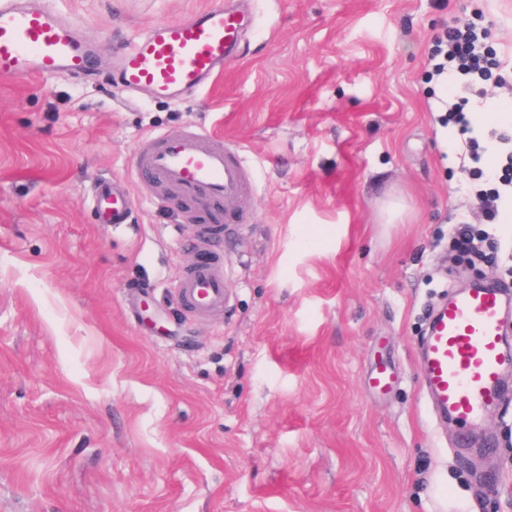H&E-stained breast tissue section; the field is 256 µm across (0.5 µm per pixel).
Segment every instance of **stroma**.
Segmentation results:
<instances>
[{"label":"stroma","instance_id":"stroma-1","mask_svg":"<svg viewBox=\"0 0 512 512\" xmlns=\"http://www.w3.org/2000/svg\"><path fill=\"white\" fill-rule=\"evenodd\" d=\"M51 2L96 76L0 78V512H512V392L471 431L422 375L436 304L512 284L476 195L495 156L463 169L429 53L474 21L512 71V0H250L239 56L177 102L115 84V48L215 0ZM192 125L255 174L250 223L205 246L134 168ZM102 179L127 224L93 210ZM463 219L492 251L472 270ZM208 253L230 303L194 319L174 285ZM91 202L104 224H127L131 201L117 181L102 180L91 190Z\"/></svg>","mask_w":512,"mask_h":512}]
</instances>
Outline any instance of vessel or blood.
<instances>
[{
  "instance_id": "vessel-or-blood-1",
  "label": "vessel or blood",
  "mask_w": 512,
  "mask_h": 512,
  "mask_svg": "<svg viewBox=\"0 0 512 512\" xmlns=\"http://www.w3.org/2000/svg\"><path fill=\"white\" fill-rule=\"evenodd\" d=\"M247 31L245 16L231 0L196 12L184 21H156L118 51L114 80L132 93L177 101L209 86L239 52ZM93 49L76 38L49 0H0V77L30 78L66 74L85 79L92 72ZM139 175L170 190L223 210L220 224H201L196 239L222 236L226 227L249 223L246 195L251 168L233 145L216 144L207 129L159 133L136 155ZM91 202L105 224L126 223L131 201L122 185L102 180ZM227 265L204 256L186 269L177 284L186 308L196 316L224 308ZM503 295L495 288H473L440 306L426 339L423 375L434 403L443 412L471 423L501 400L502 376L512 355L502 346Z\"/></svg>"
}]
</instances>
